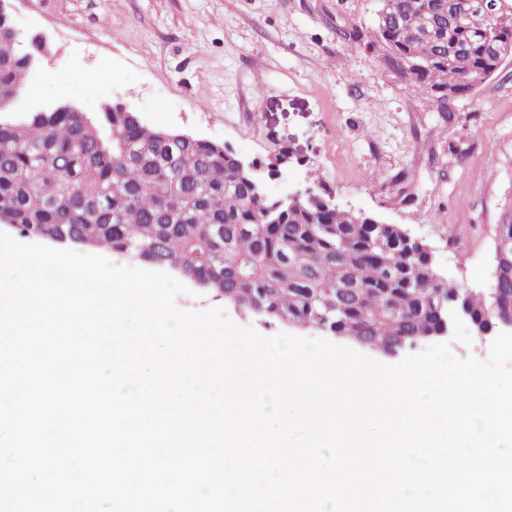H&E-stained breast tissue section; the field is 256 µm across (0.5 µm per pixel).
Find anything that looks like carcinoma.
Returning <instances> with one entry per match:
<instances>
[{
  "instance_id": "1",
  "label": "carcinoma",
  "mask_w": 512,
  "mask_h": 512,
  "mask_svg": "<svg viewBox=\"0 0 512 512\" xmlns=\"http://www.w3.org/2000/svg\"><path fill=\"white\" fill-rule=\"evenodd\" d=\"M372 47L420 84L440 111L502 67L485 34L448 18V0H379ZM488 29L512 45V0H496ZM0 29V224L55 241L188 269L240 312L313 331L322 302L339 310L337 335L387 353L417 342L438 313L462 301L480 323L512 318V253L505 276L467 293L437 276L429 253L395 224L322 204L256 196L224 145L163 139L133 112L14 111L35 56ZM173 163L158 161L161 153Z\"/></svg>"
}]
</instances>
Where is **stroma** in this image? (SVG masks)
<instances>
[{"label": "stroma", "instance_id": "1", "mask_svg": "<svg viewBox=\"0 0 512 512\" xmlns=\"http://www.w3.org/2000/svg\"><path fill=\"white\" fill-rule=\"evenodd\" d=\"M23 37L47 39L16 107L68 103L88 116L124 104L142 124L232 147L246 161L289 155L266 190L307 188L396 224L465 288L493 282V231L512 207V62L475 96L428 104L368 49L377 0H13ZM358 31L360 41L346 40ZM458 237L449 240L448 227ZM265 336L279 323L211 293Z\"/></svg>", "mask_w": 512, "mask_h": 512}]
</instances>
